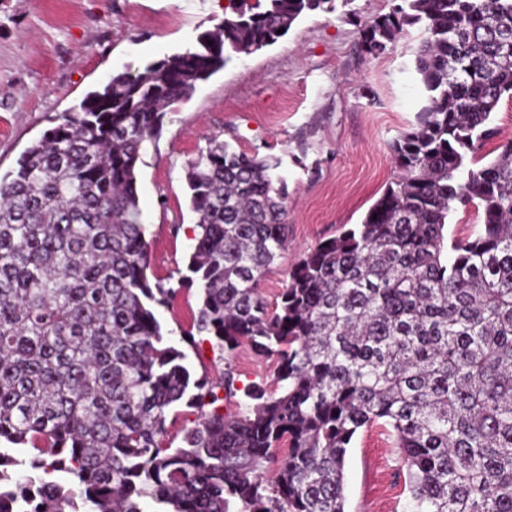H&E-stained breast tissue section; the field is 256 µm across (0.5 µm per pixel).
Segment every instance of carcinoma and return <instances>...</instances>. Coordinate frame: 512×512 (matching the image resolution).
Instances as JSON below:
<instances>
[{"label": "carcinoma", "mask_w": 512, "mask_h": 512, "mask_svg": "<svg viewBox=\"0 0 512 512\" xmlns=\"http://www.w3.org/2000/svg\"><path fill=\"white\" fill-rule=\"evenodd\" d=\"M333 0H228L197 45L113 74L0 177V512H347L348 449L392 437L406 512H512V141L471 167L512 97V0H393L360 25L364 57L407 28L423 105L389 149L397 177L359 224L258 284L288 243L275 156L212 140L187 163L195 244L180 287L192 327L173 343L155 307L139 205L143 150L166 111ZM482 224L448 239V217ZM246 344L274 366L237 392L232 367L196 377L187 351ZM195 409L178 446L169 425ZM481 222V211H478L474 205L460 208L448 220V238L453 235L460 238L466 237L473 232L475 224Z\"/></svg>", "instance_id": "1"}]
</instances>
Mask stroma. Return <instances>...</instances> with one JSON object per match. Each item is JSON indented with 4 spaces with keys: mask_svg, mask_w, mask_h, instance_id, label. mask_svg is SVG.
<instances>
[{
    "mask_svg": "<svg viewBox=\"0 0 512 512\" xmlns=\"http://www.w3.org/2000/svg\"><path fill=\"white\" fill-rule=\"evenodd\" d=\"M227 0H0V174L85 94L126 68L184 51L224 19ZM391 0H341L335 11L303 16L275 44L230 55L169 110L160 138L142 153L137 189L150 243L151 279L177 293L157 307L164 334L178 339L198 308L178 287L192 251L196 217L185 167L209 139L249 154L275 155L288 183V246L260 285L275 303L297 257L361 223L394 175L389 144L421 107L413 51L418 28L393 50L359 57L358 29ZM195 375L232 365L258 380L270 362L241 347L232 362L218 352L189 356ZM348 512H404L405 471L387 433L360 430L347 455Z\"/></svg>",
    "mask_w": 512,
    "mask_h": 512,
    "instance_id": "35a3bbf8",
    "label": "stroma"
}]
</instances>
